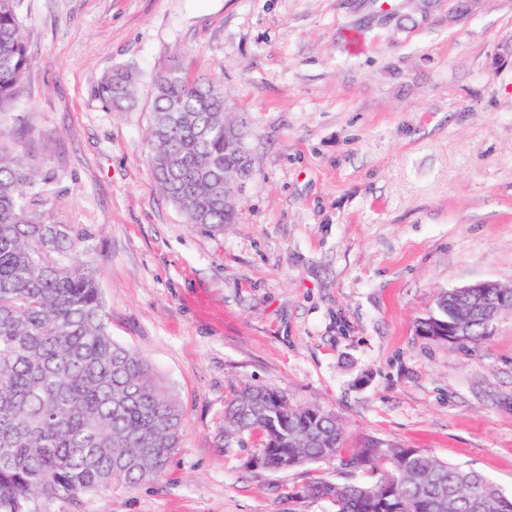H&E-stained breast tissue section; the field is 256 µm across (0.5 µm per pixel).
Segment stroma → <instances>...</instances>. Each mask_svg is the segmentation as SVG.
Listing matches in <instances>:
<instances>
[{"label":"stroma","instance_id":"stroma-1","mask_svg":"<svg viewBox=\"0 0 512 512\" xmlns=\"http://www.w3.org/2000/svg\"><path fill=\"white\" fill-rule=\"evenodd\" d=\"M15 111L52 221L90 231L112 337L181 407L164 477L52 512H336L300 498L336 462L248 467L224 442L245 384L470 466L512 494V313L464 348L417 322L440 292L512 284V0L448 21L406 0H24ZM215 76L256 170L235 224L186 223L145 155L154 80ZM133 107L96 95L116 66Z\"/></svg>","mask_w":512,"mask_h":512}]
</instances>
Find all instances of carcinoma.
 I'll return each instance as SVG.
<instances>
[{
	"mask_svg": "<svg viewBox=\"0 0 512 512\" xmlns=\"http://www.w3.org/2000/svg\"><path fill=\"white\" fill-rule=\"evenodd\" d=\"M20 0H0V112L16 101L31 64ZM136 73L107 72L97 87L108 108L136 100ZM223 86L174 64L158 74L147 161L160 193L189 224L224 229V174L242 156L224 141ZM39 172L27 154L0 145V512H51L115 487L163 477L180 445L183 416L150 362L112 338L97 279L77 264L89 235L47 219ZM436 311L466 321L472 344L485 336L484 303L462 314L444 291ZM259 437L261 468L286 472L336 460L345 474L376 470L374 483L315 482L295 496L331 501L336 512H512L478 471L417 448L364 436L347 446L337 416L293 406L279 390L248 384L224 408V441Z\"/></svg>",
	"mask_w": 512,
	"mask_h": 512,
	"instance_id": "cac0c4a2",
	"label": "carcinoma"
}]
</instances>
